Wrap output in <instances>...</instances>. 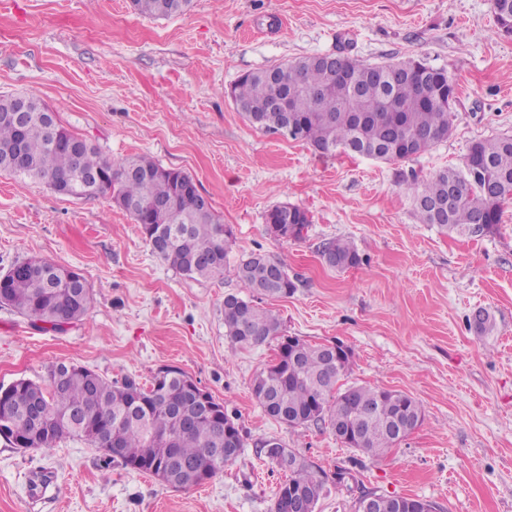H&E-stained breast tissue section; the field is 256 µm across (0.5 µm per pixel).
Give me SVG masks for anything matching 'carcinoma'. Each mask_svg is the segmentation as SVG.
<instances>
[{
  "label": "carcinoma",
  "mask_w": 512,
  "mask_h": 512,
  "mask_svg": "<svg viewBox=\"0 0 512 512\" xmlns=\"http://www.w3.org/2000/svg\"><path fill=\"white\" fill-rule=\"evenodd\" d=\"M192 0H131L142 16L167 18L184 13ZM500 31L512 35V0H491ZM336 69L351 74L345 82L330 77L324 56H307L241 75L231 98L251 126L308 145L321 156L354 154L384 162L419 156L448 139L453 129L456 87L441 68L416 59L364 64L347 54ZM323 88L320 97L309 94ZM287 100L288 113L271 108ZM30 111L14 118L15 97L0 99V172L46 183L65 196L108 195L139 225L149 244L163 243L159 258L192 278L224 276V262L235 244L212 205L198 202L195 178L164 168L146 155L119 163L103 156L88 141L48 119L50 109L30 96ZM20 148L23 167L15 162ZM421 224L468 236H484L500 223L502 205L512 200V137L481 138L471 143L462 167L446 168L429 177H413L408 185ZM174 203L170 219L161 220L149 205ZM266 225L282 227L279 239L299 240L310 224L308 212L293 204L277 205ZM321 256L335 260L331 268H357L362 259L345 239L323 244ZM246 287L266 297H286L296 284L281 259L255 253L238 264ZM91 302L84 276L45 259L16 261L0 275V305L13 308L52 329L82 320ZM225 336L239 346H256L277 337L281 322L271 310L238 296L224 300ZM351 352L332 356L325 345L284 336L275 361L252 381L263 411L290 427L321 424L355 436L347 447L379 455L402 441L424 418L414 397L366 385L342 387ZM201 391L185 372L165 368L144 387L127 379L118 384L94 371L73 367L57 379L56 366L42 383L19 379L0 385V436L14 445L22 436L30 450H46L67 435L83 438L104 454L107 464L156 477L168 469V486L199 485L202 474L213 478L245 445L242 430L218 405L215 415H195ZM224 434V456L212 452L217 433ZM270 459L285 474L272 512H293L291 497L305 512H315L326 491V472L314 462L283 447Z\"/></svg>",
  "instance_id": "obj_1"
}]
</instances>
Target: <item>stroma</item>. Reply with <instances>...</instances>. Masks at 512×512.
<instances>
[{
	"mask_svg": "<svg viewBox=\"0 0 512 512\" xmlns=\"http://www.w3.org/2000/svg\"><path fill=\"white\" fill-rule=\"evenodd\" d=\"M345 46L368 64L445 69L456 84L448 140L395 163L321 156L253 128L228 95L244 73ZM17 93L39 97L112 161L147 154L193 175L236 245L223 277L190 279L108 197L0 175V274L40 257L80 271L92 290L88 315L61 333L0 307V385L42 381L60 362L144 386L177 368L223 402L245 446L223 473L175 489L106 466L80 437L45 451L0 438V512H271L284 476L258 453L266 440L330 475L353 467L379 494L441 512H512V202L494 233L449 235L418 222L407 189L411 176L461 166L472 141L512 135V36L498 32L490 0H193L165 19L130 0H0V96ZM285 203L311 217L301 240L266 232L267 211ZM336 238L353 242L358 268L323 263ZM253 253L280 258L296 283L260 301L285 335L341 343L347 384L421 403L423 422L397 447L372 457L261 409L252 380L279 341L239 347L224 334L225 297L251 296L236 266ZM481 310L494 320L485 336L469 326ZM43 467L48 486L31 488Z\"/></svg>",
	"mask_w": 512,
	"mask_h": 512,
	"instance_id": "obj_1",
	"label": "stroma"
}]
</instances>
